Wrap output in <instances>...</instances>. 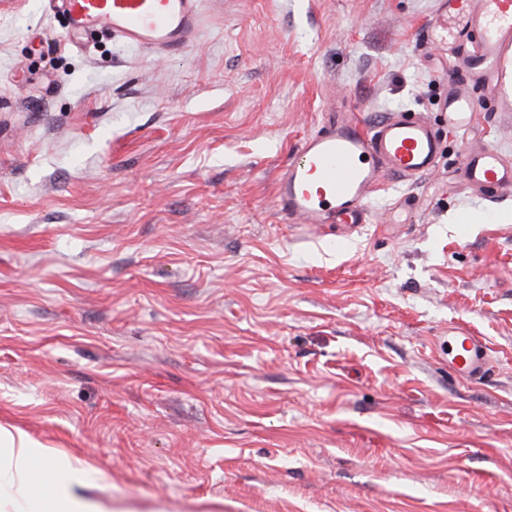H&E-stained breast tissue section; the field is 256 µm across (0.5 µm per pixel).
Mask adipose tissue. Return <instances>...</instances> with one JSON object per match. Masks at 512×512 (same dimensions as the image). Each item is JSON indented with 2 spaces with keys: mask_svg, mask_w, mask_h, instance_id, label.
<instances>
[{
  "mask_svg": "<svg viewBox=\"0 0 512 512\" xmlns=\"http://www.w3.org/2000/svg\"><path fill=\"white\" fill-rule=\"evenodd\" d=\"M0 447L8 451L7 461L0 463V501H7L13 512H106L102 505L81 495V469L62 466L22 435L0 432ZM38 458L55 485L47 499L33 494L26 481L32 461Z\"/></svg>",
  "mask_w": 512,
  "mask_h": 512,
  "instance_id": "obj_1",
  "label": "adipose tissue"
}]
</instances>
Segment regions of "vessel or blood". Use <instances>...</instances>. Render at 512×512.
<instances>
[{"label":"vessel or blood","instance_id":"b4317fda","mask_svg":"<svg viewBox=\"0 0 512 512\" xmlns=\"http://www.w3.org/2000/svg\"><path fill=\"white\" fill-rule=\"evenodd\" d=\"M71 27L119 33L127 42L177 54L193 41L199 0H65ZM471 25L477 35L466 60L471 73L492 75L504 48L512 44V0H479ZM440 152L435 128L404 113L375 125L354 113H328L306 137L277 183L282 210L299 224H361L366 200L388 175L421 176ZM468 180L512 188V167L492 149L466 155ZM455 369L474 377L488 368L485 348L470 335L452 339Z\"/></svg>","mask_w":512,"mask_h":512}]
</instances>
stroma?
Wrapping results in <instances>:
<instances>
[{
  "mask_svg": "<svg viewBox=\"0 0 512 512\" xmlns=\"http://www.w3.org/2000/svg\"><path fill=\"white\" fill-rule=\"evenodd\" d=\"M200 3L171 57L0 0V427L112 512H512V190L463 168L512 165V45L483 80L448 0ZM333 108L440 158L365 223H292ZM464 168L473 184L512 188V167H505L499 153L493 149L466 155ZM455 369L463 377H474L487 371L485 347L475 336H452Z\"/></svg>",
  "mask_w": 512,
  "mask_h": 512,
  "instance_id": "1",
  "label": "stroma"
}]
</instances>
